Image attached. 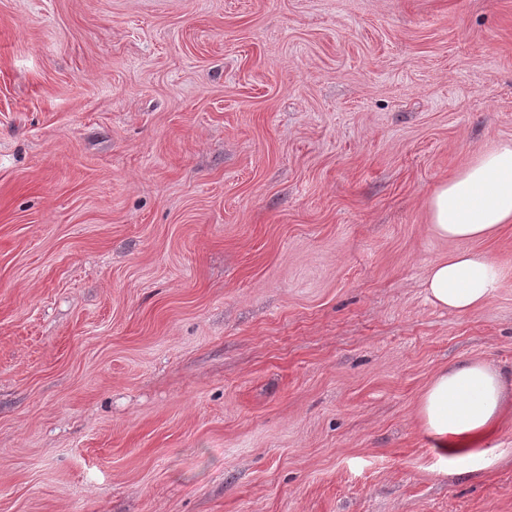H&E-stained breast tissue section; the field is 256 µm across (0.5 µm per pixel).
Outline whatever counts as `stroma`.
Segmentation results:
<instances>
[{"label":"stroma","mask_w":512,"mask_h":512,"mask_svg":"<svg viewBox=\"0 0 512 512\" xmlns=\"http://www.w3.org/2000/svg\"><path fill=\"white\" fill-rule=\"evenodd\" d=\"M512 141V0H0V512H512L417 409L512 373L427 200ZM501 274L486 254L457 250L431 263L424 282L425 294L437 307L468 313L487 303Z\"/></svg>","instance_id":"stroma-1"}]
</instances>
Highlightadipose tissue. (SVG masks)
Returning a JSON list of instances; mask_svg holds the SVG:
<instances>
[{"label":"adipose tissue","mask_w":512,"mask_h":512,"mask_svg":"<svg viewBox=\"0 0 512 512\" xmlns=\"http://www.w3.org/2000/svg\"><path fill=\"white\" fill-rule=\"evenodd\" d=\"M432 232L453 240H479L512 224V143L475 157L429 197ZM501 277L484 253L457 250L431 263L424 282L428 300L464 314L487 303ZM512 378L491 364L467 360L436 373L423 393L418 417L449 459L485 469L494 459L485 440L507 411Z\"/></svg>","instance_id":"ef3b65f1"}]
</instances>
